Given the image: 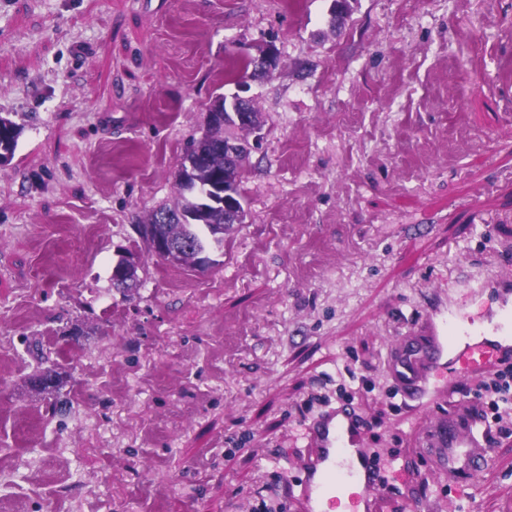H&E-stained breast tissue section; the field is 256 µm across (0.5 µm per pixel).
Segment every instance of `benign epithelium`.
<instances>
[{"mask_svg": "<svg viewBox=\"0 0 512 512\" xmlns=\"http://www.w3.org/2000/svg\"><path fill=\"white\" fill-rule=\"evenodd\" d=\"M256 70L253 71L255 77H266L273 75L277 68V56L274 49L267 48L255 57ZM248 86L241 83L237 86L235 92L225 96L224 111L209 112L206 116L207 128L222 126L224 128L231 126L235 128L247 127L250 132V139L241 140L239 138L224 139L222 142H212L206 135H201L195 146V154L205 156L209 151H218L224 153V158L232 162L243 156L246 152L252 151L264 138V124L253 120V110L250 97L245 95ZM140 233L145 243L150 249L163 258L166 262L176 264L180 257V248L166 241L156 232L151 225L140 228ZM141 263L136 254L130 252L121 256L112 268V279L117 287H122L124 283L138 281Z\"/></svg>", "mask_w": 512, "mask_h": 512, "instance_id": "7a95c632", "label": "benign epithelium"}]
</instances>
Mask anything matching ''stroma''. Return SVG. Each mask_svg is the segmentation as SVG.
I'll return each mask as SVG.
<instances>
[{
  "mask_svg": "<svg viewBox=\"0 0 512 512\" xmlns=\"http://www.w3.org/2000/svg\"><path fill=\"white\" fill-rule=\"evenodd\" d=\"M0 0V512H287L311 395L420 471L432 409L387 346L441 284L512 275V0ZM265 121L249 216L199 274L134 227L171 202L228 62ZM138 253L133 297L112 285ZM38 340L67 412L30 383ZM508 433L456 512L512 500ZM255 59V60H254ZM246 67L252 66L256 70L253 71L254 77H266L273 75L277 68V56L274 53V49L267 47L266 50H262L258 56L250 58L244 61ZM5 114L3 116L2 114ZM9 112L0 113V158L5 162L12 159L18 144L19 126L12 121ZM139 270L141 263L135 253L121 256L112 268V279L117 287L121 288L125 282L140 281Z\"/></svg>",
  "mask_w": 512,
  "mask_h": 512,
  "instance_id": "stroma-1",
  "label": "stroma"
}]
</instances>
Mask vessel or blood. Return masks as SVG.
<instances>
[{"label":"vessel or blood","instance_id":"1","mask_svg":"<svg viewBox=\"0 0 512 512\" xmlns=\"http://www.w3.org/2000/svg\"><path fill=\"white\" fill-rule=\"evenodd\" d=\"M493 288L496 308L481 323L451 293L436 290L424 315L389 346L387 366L397 395L406 403L435 406L422 443L428 472L376 457L354 407L330 406L305 425L308 451L289 483L294 512H335L341 495L349 512H378L381 496L403 490L411 512H439L440 502L424 492L432 471L451 478L459 492L471 489L494 445L477 432L474 411L446 413L436 403L446 384L512 359V278L495 279Z\"/></svg>","mask_w":512,"mask_h":512}]
</instances>
